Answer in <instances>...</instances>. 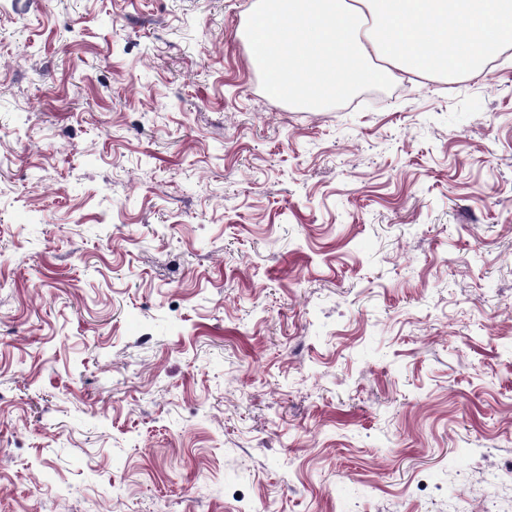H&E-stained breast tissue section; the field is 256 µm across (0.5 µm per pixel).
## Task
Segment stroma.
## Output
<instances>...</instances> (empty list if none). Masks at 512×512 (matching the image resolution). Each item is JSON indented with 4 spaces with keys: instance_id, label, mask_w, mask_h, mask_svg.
<instances>
[{
    "instance_id": "1",
    "label": "stroma",
    "mask_w": 512,
    "mask_h": 512,
    "mask_svg": "<svg viewBox=\"0 0 512 512\" xmlns=\"http://www.w3.org/2000/svg\"><path fill=\"white\" fill-rule=\"evenodd\" d=\"M254 4L0 6V512H512V61L312 109Z\"/></svg>"
}]
</instances>
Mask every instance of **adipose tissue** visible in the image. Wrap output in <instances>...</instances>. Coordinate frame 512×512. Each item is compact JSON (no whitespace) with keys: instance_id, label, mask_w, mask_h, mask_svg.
<instances>
[{"instance_id":"obj_1","label":"adipose tissue","mask_w":512,"mask_h":512,"mask_svg":"<svg viewBox=\"0 0 512 512\" xmlns=\"http://www.w3.org/2000/svg\"><path fill=\"white\" fill-rule=\"evenodd\" d=\"M244 39L274 92L315 108L360 80L483 68L512 46V0H260Z\"/></svg>"}]
</instances>
